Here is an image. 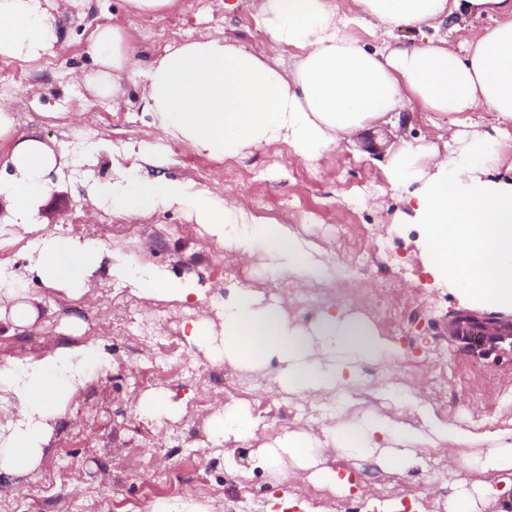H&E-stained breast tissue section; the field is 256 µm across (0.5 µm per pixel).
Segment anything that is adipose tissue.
Masks as SVG:
<instances>
[{
  "mask_svg": "<svg viewBox=\"0 0 512 512\" xmlns=\"http://www.w3.org/2000/svg\"><path fill=\"white\" fill-rule=\"evenodd\" d=\"M358 19L382 44L367 50L347 31L348 16L334 0H261L262 26L277 45L301 54L292 77L266 58L216 36L166 46L148 68L139 69L132 36L120 20L97 26L89 48L99 68L87 86L107 97L121 77L138 78L144 107L154 117L152 141L124 152L112 180L89 189L95 205L132 219L177 205L209 235L243 257L263 253L270 270L298 282L326 279L328 264L288 225L247 214L229 196L193 189L188 183L143 169L156 141L188 143L216 160L249 147L288 144L294 156L314 161L335 145L378 124L400 127L413 104L447 117L453 132L444 145L402 143L390 151L385 173L399 207L394 221L421 230L420 256L437 284L464 304L512 316V175L497 156L500 139L512 138V0H353ZM485 15L492 25L476 39L418 45L399 31L420 32L465 14ZM65 19L49 0H0V58L25 62L55 56L64 43ZM487 108L490 130L471 132L465 113ZM10 141L0 176V231L29 238V269L67 297H83L100 275L133 285L160 300L198 304L189 338L206 352L238 365L277 358L288 391L326 394L360 382V366L394 360L399 351L365 317L345 305L326 310L307 327L277 304L248 288L236 289L219 308L191 278L173 279L154 266H137L106 255L88 239L66 237L39 223L38 209L51 173L67 164L41 136L21 133L9 105L0 103V141ZM217 312L222 336L203 333ZM39 316L29 290L0 265V323L32 327ZM101 347L71 344L41 358L0 366V482L34 473L75 393L92 369H109ZM340 456L376 459L405 473L422 467V450L449 440L486 452L467 458L463 471L448 474L454 489L448 512H481L496 503L512 512V430L474 432L433 422L429 432L370 413L353 425L326 432ZM265 460L289 458L312 470L330 489L349 492L348 477L321 463L314 446L293 436L261 450ZM493 472L496 484L469 485L467 471Z\"/></svg>",
  "mask_w": 512,
  "mask_h": 512,
  "instance_id": "adipose-tissue-1",
  "label": "adipose tissue"
}]
</instances>
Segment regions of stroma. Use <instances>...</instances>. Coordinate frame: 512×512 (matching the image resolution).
Instances as JSON below:
<instances>
[{"mask_svg":"<svg viewBox=\"0 0 512 512\" xmlns=\"http://www.w3.org/2000/svg\"><path fill=\"white\" fill-rule=\"evenodd\" d=\"M260 0H237L234 9L209 7L206 0H178L173 12L155 17L152 33H144L141 18H131L136 35V56L148 68L165 46L173 42L222 34L246 48L266 53L291 70L296 49L274 45L259 16ZM59 11L71 16L67 40L55 56L54 67L45 61L26 63L17 82L0 88L18 118L21 132H36L56 150L69 154L72 163L52 175V188L39 210L38 220L58 226L62 235L94 240L106 253L121 252L137 263L162 268L176 279L195 277L203 288L231 292L239 287L236 266L225 255L209 250L210 236L189 221L177 207L130 221L95 206L88 188L93 181L112 177L114 152L141 139L152 121L142 106L138 83L122 79L116 98L92 96L80 82L95 68L88 51L96 26L125 13V0H55ZM433 113L413 111L401 132L381 125L340 143L321 163L293 158L287 145L254 148L245 155L224 161L197 153L190 146L167 140L163 143L161 173L193 182L197 168L210 170L207 190L237 197L245 211L288 224L306 244L318 246L328 258L364 268L368 280L400 283L403 293L393 316L374 308L366 315L396 344L403 357L430 369L426 355L440 350L448 357V392L435 397L433 405L446 422L467 427L490 419L491 429L512 430V359H486L474 347L451 336L448 320L459 311L458 299L445 288L430 287V275L416 254L418 230L411 224L393 225L398 208L384 174L390 148L399 141L412 143L430 138ZM105 140L109 151L87 161L86 130ZM27 245H12L0 260L13 267L30 284L40 303L39 325L33 330L7 332L0 326V365L16 359L41 357L65 343L104 344L112 367L95 372L75 396L76 419L62 422L52 435L38 471L24 479L27 485H53L59 495L41 502L35 512H86L98 502L103 512H151L165 503L172 512H186L195 503L204 512L212 505L195 498L185 487L151 481L149 461L162 459L182 467L186 476L205 480L221 478L224 457L212 454L215 441L211 422L199 415L193 378L183 372L180 358L190 357L207 367L210 356L188 342V321L183 305L157 301L138 294L125 282L112 281L99 288L94 303L69 299L46 287L28 269ZM164 318L179 346L178 357L152 365L140 355L132 334L134 321ZM377 364L361 366L366 384L348 393V406L329 424L308 427L310 438L323 439L327 426L353 423L362 411L397 418L399 409L380 388ZM280 364L233 367L238 379L257 384L255 397L246 409L256 422L251 445L240 465H263L266 472L294 478L296 467L289 459L261 464L258 449L276 447L279 440L297 433L296 417H284L277 395L283 394L278 376ZM163 394L175 405L173 418L140 416L137 405L149 394ZM360 476L350 495H336L335 512H381L374 506L372 488L438 484L432 470H413L397 476L384 472L375 462L360 461Z\"/></svg>","mask_w":512,"mask_h":512,"instance_id":"35a3bbf8","label":"stroma"}]
</instances>
